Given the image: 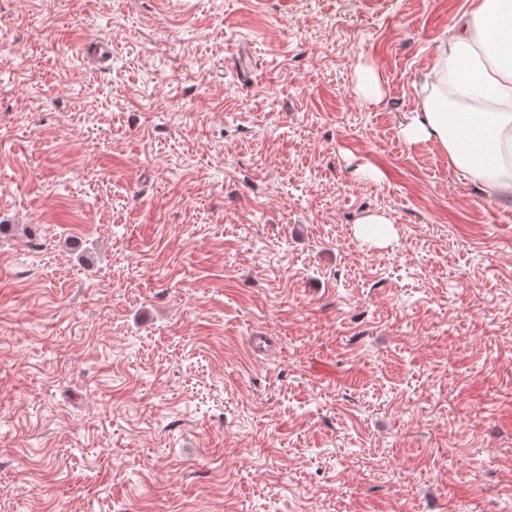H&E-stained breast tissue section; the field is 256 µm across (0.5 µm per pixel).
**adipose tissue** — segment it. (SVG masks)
I'll use <instances>...</instances> for the list:
<instances>
[{"mask_svg":"<svg viewBox=\"0 0 512 512\" xmlns=\"http://www.w3.org/2000/svg\"><path fill=\"white\" fill-rule=\"evenodd\" d=\"M402 133L438 142L455 169L512 199V0H470Z\"/></svg>","mask_w":512,"mask_h":512,"instance_id":"adipose-tissue-1","label":"adipose tissue"}]
</instances>
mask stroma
Returning <instances> with one entry per match:
<instances>
[{"label": "stroma", "instance_id": "1", "mask_svg": "<svg viewBox=\"0 0 512 512\" xmlns=\"http://www.w3.org/2000/svg\"><path fill=\"white\" fill-rule=\"evenodd\" d=\"M468 6L0 0V512H512V201L402 135ZM356 94L364 99L379 102L382 97L380 80L373 68L359 65L357 68ZM357 224V235L365 241L374 243L387 241L393 230L391 220L384 214H370Z\"/></svg>", "mask_w": 512, "mask_h": 512}]
</instances>
